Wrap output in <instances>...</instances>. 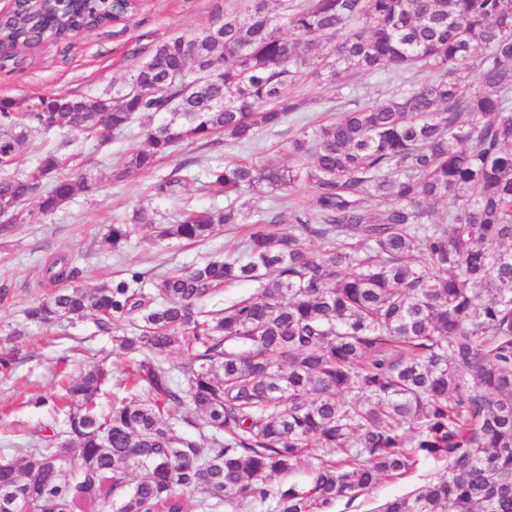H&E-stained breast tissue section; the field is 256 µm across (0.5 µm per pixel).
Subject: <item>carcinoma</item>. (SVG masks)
Listing matches in <instances>:
<instances>
[{
  "instance_id": "obj_1",
  "label": "carcinoma",
  "mask_w": 512,
  "mask_h": 512,
  "mask_svg": "<svg viewBox=\"0 0 512 512\" xmlns=\"http://www.w3.org/2000/svg\"><path fill=\"white\" fill-rule=\"evenodd\" d=\"M268 4L224 11L192 38L191 57L183 37L163 42L110 97L0 99L3 232L27 204L49 214L93 187L51 149L21 172L30 129L105 139L138 114L161 116L113 171L122 180L180 144H251L281 127L301 106L287 94L300 75L339 90L353 72L428 75L301 133L287 169L226 162L199 173L185 162L155 187L188 195L203 181L239 199L308 183L311 211L270 218L247 199L166 224L139 207L105 234L118 251L144 228L196 242L244 224L241 255L165 274L149 291L139 272L86 287L67 255L46 265L53 290L26 318H93L131 355L126 385L138 395L103 407L102 362L31 400L66 410V431L0 459V512H77L102 496L112 512H188L191 498L200 512H332L427 459L442 464L434 479L372 512H512V0ZM128 8L32 0L0 26L3 60L19 66ZM285 220L292 231L281 233ZM244 282L253 295L207 307ZM301 464L308 481L268 485Z\"/></svg>"
}]
</instances>
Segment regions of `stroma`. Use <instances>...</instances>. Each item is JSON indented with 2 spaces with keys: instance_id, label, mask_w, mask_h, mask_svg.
<instances>
[{
  "instance_id": "1",
  "label": "stroma",
  "mask_w": 512,
  "mask_h": 512,
  "mask_svg": "<svg viewBox=\"0 0 512 512\" xmlns=\"http://www.w3.org/2000/svg\"><path fill=\"white\" fill-rule=\"evenodd\" d=\"M233 0H145L130 20L111 31L80 35L69 50L49 46L37 52L21 68L0 67V98L32 100L37 96L68 94L98 97L124 85L157 46L181 36L193 38L213 21L223 18ZM413 73L352 74L343 89L324 81L301 77L288 94L301 107L287 124L263 134L250 146L224 142L184 144L145 174H133L114 182L112 172L119 151L126 145H142V128L148 116H137L122 136L98 143L74 137L62 128L28 132L20 151L31 156L45 147L75 155L79 172L98 184L91 193L78 192L57 211L32 212L0 233V288L8 295L0 302V337L14 333L11 343L0 340V352L14 348L13 372L0 375V457L18 459L23 449L42 444L47 408L31 405L33 396H52L58 390L60 371L77 373L84 364L107 360L114 374L129 367V359L114 351L109 335L99 333L93 319H85L66 334L28 322L25 309L42 298L44 268L57 254L69 255L82 271V282L94 286L104 280L124 277L128 269L143 272L153 282L166 272L185 269L211 258L239 251L240 225L220 227L210 238L194 244L157 243L134 237L120 252L103 242L108 225L120 223L135 207L158 211L177 220L184 207H224L228 200L213 188L200 187L189 203L156 195L154 187L172 168L187 160L198 166L246 160L258 165L291 166L290 140L328 116L352 112L407 90ZM438 464L427 460L407 480L381 481L354 512H371L374 504L406 494L432 479Z\"/></svg>"
}]
</instances>
